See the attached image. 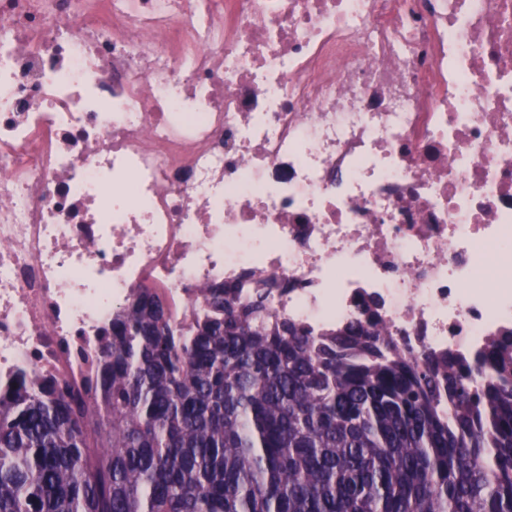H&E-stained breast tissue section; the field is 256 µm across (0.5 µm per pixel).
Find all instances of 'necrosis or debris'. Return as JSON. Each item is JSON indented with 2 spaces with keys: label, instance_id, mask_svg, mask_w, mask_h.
Listing matches in <instances>:
<instances>
[{
  "label": "necrosis or debris",
  "instance_id": "4bbe7bcc",
  "mask_svg": "<svg viewBox=\"0 0 512 512\" xmlns=\"http://www.w3.org/2000/svg\"><path fill=\"white\" fill-rule=\"evenodd\" d=\"M273 273L317 334L512 336V0H0V392Z\"/></svg>",
  "mask_w": 512,
  "mask_h": 512
}]
</instances>
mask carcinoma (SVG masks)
Returning a JSON list of instances; mask_svg holds the SVG:
<instances>
[{"instance_id":"1","label":"carcinoma","mask_w":512,"mask_h":512,"mask_svg":"<svg viewBox=\"0 0 512 512\" xmlns=\"http://www.w3.org/2000/svg\"><path fill=\"white\" fill-rule=\"evenodd\" d=\"M238 288L200 285L188 335L139 292L100 398L0 393V512H512V342L477 387L372 313L317 336Z\"/></svg>"}]
</instances>
